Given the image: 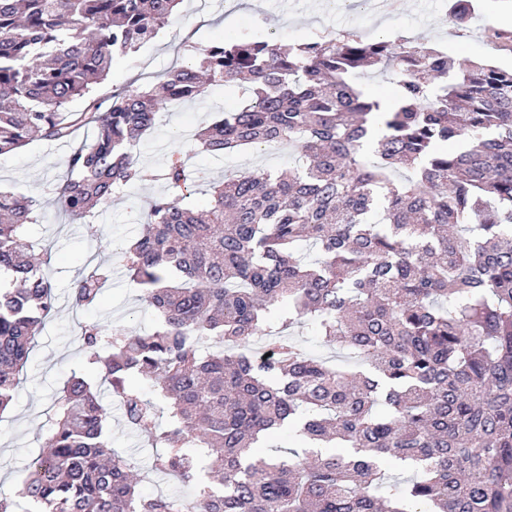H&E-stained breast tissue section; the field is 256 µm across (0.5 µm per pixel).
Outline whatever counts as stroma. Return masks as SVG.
<instances>
[{
  "instance_id": "1",
  "label": "stroma",
  "mask_w": 512,
  "mask_h": 512,
  "mask_svg": "<svg viewBox=\"0 0 512 512\" xmlns=\"http://www.w3.org/2000/svg\"><path fill=\"white\" fill-rule=\"evenodd\" d=\"M451 4L452 0H396L394 7L382 9L376 0H345L340 7L334 0H183L176 20L155 40L114 59L97 94L104 97L156 82L172 67L187 62L191 47L242 37L294 42L353 33L368 42L416 39L460 61L512 67V48L500 47L488 37L492 29L512 32V0H474L475 16L459 31L448 22ZM240 101L238 89L214 84L201 100L171 105L161 112L157 130L137 145L136 157L156 167L170 152L189 151L190 137L198 128L210 124L218 113L234 111ZM71 149V143L38 138L21 150L0 155V188L35 196L41 204L42 219L31 227L30 236L46 248L42 268L55 294V308L29 355L12 406L0 415V492L6 494L16 491L27 465L43 447L48 419L64 384L87 371L76 322L98 319L136 333L156 323L153 310L124 274L121 249L141 231L136 209L144 198L159 195L163 186L136 187L126 198L113 201L95 218L106 225V233L89 238L83 225L70 223L62 214L50 192L64 174ZM189 163L220 179L228 171L285 169L293 165L294 156L288 149L248 150L221 159L199 153L192 154ZM94 255L111 262L114 276L103 290L100 307L78 309L72 305L71 287ZM108 431L113 448L133 459L140 491L192 499L190 487L150 470L151 446L145 436L127 430L120 412L109 418Z\"/></svg>"
}]
</instances>
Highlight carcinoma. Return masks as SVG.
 <instances>
[{
  "label": "carcinoma",
  "mask_w": 512,
  "mask_h": 512,
  "mask_svg": "<svg viewBox=\"0 0 512 512\" xmlns=\"http://www.w3.org/2000/svg\"><path fill=\"white\" fill-rule=\"evenodd\" d=\"M181 2L0 0V153L35 136L75 143L55 200L92 234L104 232L100 208L136 185L164 186L122 251L158 326L130 335L79 323L101 382L67 381L48 447L16 496L0 493V512L22 499L26 512H512V68L457 69L408 40L395 52L354 34L242 38L194 48L197 65L154 86L95 95L114 55L151 42ZM471 14V0H453L450 23L460 30ZM378 65L396 75L387 112L351 83ZM209 83L244 98L197 135L200 151L287 144L300 165L215 182L181 151L160 169L137 163L159 113ZM79 99L83 110L69 111ZM90 126L93 143L76 142ZM206 182L207 210L182 205ZM40 220L33 200L0 190V274L11 276L0 288V415L54 306L28 235ZM86 268L78 308L112 279L95 257ZM303 324L342 359L309 354L294 333ZM252 340L267 360L245 350ZM106 396L158 449L150 469L196 489L191 503L141 494L110 446ZM286 425L342 452L257 455ZM395 460L416 477L391 479Z\"/></svg>",
  "instance_id": "cac0c4a2"
}]
</instances>
